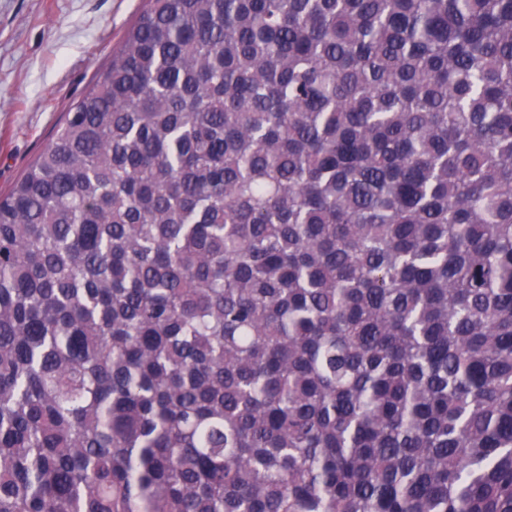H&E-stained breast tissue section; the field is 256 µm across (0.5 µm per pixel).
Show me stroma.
Returning a JSON list of instances; mask_svg holds the SVG:
<instances>
[{
  "label": "stroma",
  "instance_id": "obj_1",
  "mask_svg": "<svg viewBox=\"0 0 512 512\" xmlns=\"http://www.w3.org/2000/svg\"><path fill=\"white\" fill-rule=\"evenodd\" d=\"M144 0H0V196L82 97Z\"/></svg>",
  "mask_w": 512,
  "mask_h": 512
}]
</instances>
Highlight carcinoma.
I'll list each match as a JSON object with an SVG mask.
<instances>
[{"label": "carcinoma", "instance_id": "cac0c4a2", "mask_svg": "<svg viewBox=\"0 0 512 512\" xmlns=\"http://www.w3.org/2000/svg\"><path fill=\"white\" fill-rule=\"evenodd\" d=\"M0 512H512V0H147L0 196Z\"/></svg>", "mask_w": 512, "mask_h": 512}]
</instances>
